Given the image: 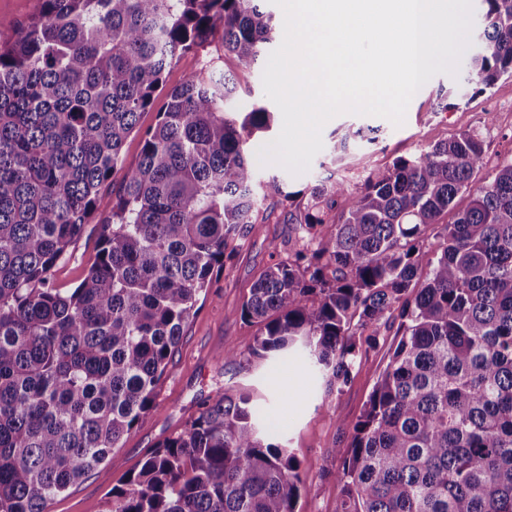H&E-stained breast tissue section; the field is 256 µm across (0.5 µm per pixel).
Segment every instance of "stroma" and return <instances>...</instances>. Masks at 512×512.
Here are the masks:
<instances>
[{
	"label": "stroma",
	"instance_id": "stroma-1",
	"mask_svg": "<svg viewBox=\"0 0 512 512\" xmlns=\"http://www.w3.org/2000/svg\"><path fill=\"white\" fill-rule=\"evenodd\" d=\"M221 53L220 41L214 38L180 55L164 73L165 87L178 86L187 75L200 70L204 57ZM263 71L259 64L239 73V95L232 109L247 112L257 105L267 107L272 119L259 139L264 145L279 134L282 114L264 94ZM475 87V76L465 68L454 77L435 75L412 97L403 125L382 117L343 114L325 124L323 148L306 173L295 176L277 165L257 166L260 191L268 199L248 235L230 243L231 259L226 267L215 271L211 287L200 294L157 387L155 408L102 464L54 497L47 512H106L113 488L121 486L143 457L181 432L197 416L204 400L228 386L252 395L261 408V425L269 427L275 442L289 448L300 461L297 512H336L342 483L337 476L341 462L335 453L349 445L353 424L385 369L397 336L381 333L375 346L357 360L350 382L338 391L328 390L321 376L296 353L241 365L225 362L222 353L227 349L244 352L251 344L255 328L241 319V305L253 282L302 244V231L299 225L289 223L288 209L306 204L312 184L331 178L359 189L372 170L391 165L394 158L418 155L464 132L480 134L483 139L484 164L476 186L490 185L498 170L512 163V77H502L482 93ZM156 122V111L141 113L138 132L124 143L123 166L111 173L100 191L97 213L58 261L54 287L67 290L84 277L97 253L102 224L111 212L124 170L139 159L141 133ZM368 126L380 129L377 141L354 138V131ZM343 140L348 148L342 152L338 145ZM274 179L281 184L282 194L271 193L269 184ZM287 192L292 195L288 201L283 198Z\"/></svg>",
	"mask_w": 512,
	"mask_h": 512
}]
</instances>
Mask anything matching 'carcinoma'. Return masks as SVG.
Instances as JSON below:
<instances>
[{
	"label": "carcinoma",
	"instance_id": "1",
	"mask_svg": "<svg viewBox=\"0 0 512 512\" xmlns=\"http://www.w3.org/2000/svg\"><path fill=\"white\" fill-rule=\"evenodd\" d=\"M265 2L40 0L0 44V512H45L155 407L228 240L249 233V145L270 113L237 121L236 70L214 58L156 102L174 58L218 32L237 70L254 68L275 39ZM483 3L470 70L487 90L512 76V0ZM154 106L86 276L52 287ZM482 165L465 132L356 191L313 185L288 212L308 242L242 304L245 362L298 351L330 389L381 331L399 336L353 426L337 512H512V163L473 191ZM299 470L251 396L221 392L112 488L108 512H295Z\"/></svg>",
	"mask_w": 512,
	"mask_h": 512
}]
</instances>
